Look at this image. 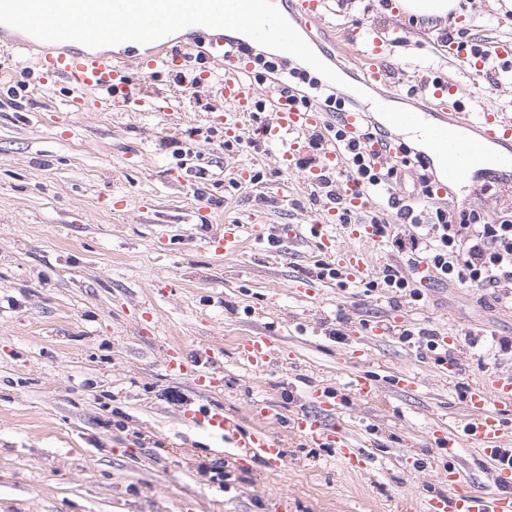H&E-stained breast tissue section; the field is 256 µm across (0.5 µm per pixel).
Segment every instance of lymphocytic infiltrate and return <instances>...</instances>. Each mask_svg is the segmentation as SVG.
I'll return each mask as SVG.
<instances>
[{
	"label": "lymphocytic infiltrate",
	"mask_w": 512,
	"mask_h": 512,
	"mask_svg": "<svg viewBox=\"0 0 512 512\" xmlns=\"http://www.w3.org/2000/svg\"><path fill=\"white\" fill-rule=\"evenodd\" d=\"M254 65L261 68L263 79L277 87L279 93L299 106H315L330 115L324 131L312 134L313 151L308 163L320 165L329 144H336L345 159L344 171L319 173L317 194L337 205L342 224H369L380 237L386 238L405 257V267L386 265L380 275L364 281L365 292L384 288L412 300H421L413 273L420 263H428L441 280H453L481 288L497 289L501 300L512 304V214L505 213L496 222H488L474 206L451 208L436 200L433 189L435 173L428 158L405 144L388 137L379 125L364 123L354 134H346L340 113L354 110L355 105L337 88L320 87L300 68H291V81H282V66L272 53L252 54ZM381 143L378 152L369 151L368 142ZM417 174L416 198H403L394 191L401 169ZM354 179L356 185L374 196L373 207L365 212L342 206L336 186L342 177ZM396 215L404 231H396L388 221Z\"/></svg>",
	"instance_id": "obj_1"
}]
</instances>
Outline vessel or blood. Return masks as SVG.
I'll list each match as a JSON object with an SVG mask.
<instances>
[{"mask_svg": "<svg viewBox=\"0 0 512 512\" xmlns=\"http://www.w3.org/2000/svg\"><path fill=\"white\" fill-rule=\"evenodd\" d=\"M277 9L313 21H324L325 0H273ZM207 39L206 49H199L200 39ZM25 47L42 51L37 63L46 77L64 82L69 93L72 111H83L89 91L104 92L107 104L127 112L153 110L162 104V97L154 94L149 84L160 71L177 68L183 53L196 49L216 63L222 70L218 98L222 113L219 117L226 138L241 137L246 130H253L259 139L278 150L276 159L282 169H291L297 155L296 147H284L287 136L305 135L321 129L326 114L314 107L301 108L279 97L271 118L257 128H249L247 120L256 110L257 100L253 91L242 82V59L224 50V38L207 35L204 26H194L186 41L171 45L169 38H160L157 54L149 59L130 64L123 54H108L80 50L64 42L42 41L28 37ZM336 49L346 57H360L362 70L371 80L389 85L390 73L385 64L391 52V40L385 30L369 29L364 35L348 32L336 43ZM420 90L428 92L429 111L441 115L444 122L459 129L472 131L476 140L485 145L497 144L512 148V106L493 102L479 107L460 87L445 78H423ZM244 227L229 223L223 232L212 240L214 253L220 257L237 254L244 246ZM349 237L350 247H339L334 237L321 235L322 252L336 256L345 267L349 280H366L373 273L374 254L371 245L376 239L373 228L367 224L353 225ZM236 354L245 365L260 369L288 358L289 352L274 336L258 334L245 336L235 344ZM164 368L169 375L193 377L199 385L212 390L223 387L217 374L205 373L186 361L179 346L167 348ZM350 389L354 396L364 401L379 397L380 387L367 372H353ZM466 405L472 416L463 431L445 428L435 433L437 457H455L460 448L478 449L489 461L495 462L494 479L486 489H474L454 468L439 466L441 491L429 495L426 512H512V465L503 464L504 444L512 438V422H506L505 413L512 412V377L489 374L481 382L469 385ZM253 426H245L238 416L215 412L208 417L209 427L230 439L236 448L237 462L259 461L269 467L286 463L287 456L281 438L271 433L266 424L271 418L267 407H253ZM292 433L309 445L339 448L351 471L364 468V457L352 444L347 431L339 425L296 415L289 422Z\"/></svg>", "mask_w": 512, "mask_h": 512, "instance_id": "1", "label": "vessel or blood"}]
</instances>
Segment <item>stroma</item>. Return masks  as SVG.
Instances as JSON below:
<instances>
[{
    "label": "stroma",
    "mask_w": 512,
    "mask_h": 512,
    "mask_svg": "<svg viewBox=\"0 0 512 512\" xmlns=\"http://www.w3.org/2000/svg\"><path fill=\"white\" fill-rule=\"evenodd\" d=\"M468 4L436 34L397 0H329V21L397 31L387 64L402 89L421 66L476 100L512 101L511 66L492 59L475 69L450 57L446 42L457 32L468 45L512 40V0ZM5 56L13 75L0 81V512H273L282 496L288 512H424L440 487L428 464L434 430L461 418L472 379L512 373V348L498 345L512 341V306L492 289L436 279L418 302L326 279L316 297L290 295L322 259L307 226L326 201L313 196L306 169L282 171L258 140L225 148L206 87L168 119L92 105L72 112L63 86L39 89L40 70L0 42ZM228 162L258 180L231 188ZM283 181L287 206L271 195ZM233 219L262 238L217 257L210 241ZM286 224L300 225L298 236L283 235ZM395 314L451 337L457 372L439 377L434 354L397 335L368 338L364 368L382 396L367 403L347 387V332ZM281 319L290 358L262 371L239 363L236 338L274 332ZM174 342L198 369L219 371L222 390L167 374ZM403 371L421 391L392 386ZM317 386L339 396L324 421L343 425L366 454L364 473L348 470L339 449L296 437L286 441L287 467H241L223 435L185 418L245 413L262 400L285 422L313 413L307 394ZM218 462L231 475L225 489L206 472Z\"/></svg>",
    "instance_id": "1"
}]
</instances>
